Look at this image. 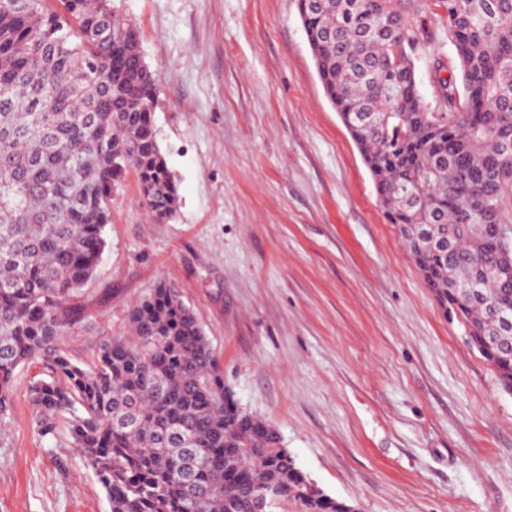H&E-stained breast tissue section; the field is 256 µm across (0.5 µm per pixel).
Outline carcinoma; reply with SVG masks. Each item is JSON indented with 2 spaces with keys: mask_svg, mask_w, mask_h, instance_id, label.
<instances>
[{
  "mask_svg": "<svg viewBox=\"0 0 512 512\" xmlns=\"http://www.w3.org/2000/svg\"><path fill=\"white\" fill-rule=\"evenodd\" d=\"M319 77L423 282L512 394V0H298ZM444 13L437 31L422 17ZM448 43L452 56L435 54ZM434 61L424 101L416 57ZM449 77H441V72ZM157 74L111 0H0V420L17 370L37 431L67 425L110 512H354L311 487L278 430L242 413L195 313L161 282L131 334L89 363L61 339L90 317L83 287L107 247L127 171L158 221L177 186L156 137ZM193 468V481L180 474Z\"/></svg>",
  "mask_w": 512,
  "mask_h": 512,
  "instance_id": "carcinoma-1",
  "label": "carcinoma"
}]
</instances>
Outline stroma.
<instances>
[{
	"instance_id": "1",
	"label": "stroma",
	"mask_w": 512,
	"mask_h": 512,
	"mask_svg": "<svg viewBox=\"0 0 512 512\" xmlns=\"http://www.w3.org/2000/svg\"><path fill=\"white\" fill-rule=\"evenodd\" d=\"M160 78L178 186L153 221L126 173L82 301L75 361L124 334L158 282L195 312L242 410L357 512H512V394L404 251L319 79L297 0H112ZM0 427V512H109L67 431L41 437L29 385Z\"/></svg>"
}]
</instances>
